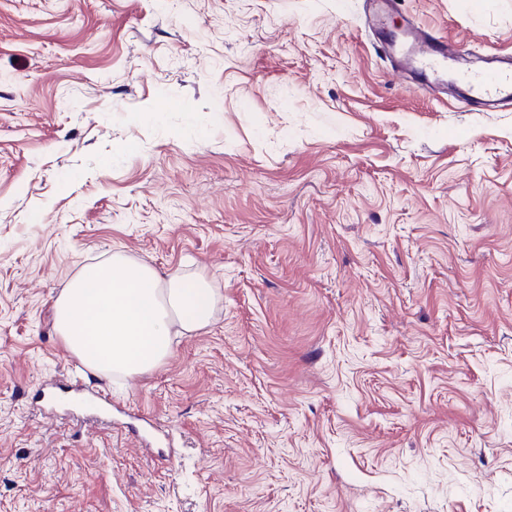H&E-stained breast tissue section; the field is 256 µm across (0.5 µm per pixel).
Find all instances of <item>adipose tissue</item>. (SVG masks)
<instances>
[{
	"instance_id": "adipose-tissue-1",
	"label": "adipose tissue",
	"mask_w": 512,
	"mask_h": 512,
	"mask_svg": "<svg viewBox=\"0 0 512 512\" xmlns=\"http://www.w3.org/2000/svg\"><path fill=\"white\" fill-rule=\"evenodd\" d=\"M217 304V291L207 280L164 274L116 253L84 267L61 290L54 329L97 376L132 377L169 356L173 329L209 326Z\"/></svg>"
}]
</instances>
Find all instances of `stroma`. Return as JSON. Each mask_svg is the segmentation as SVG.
Instances as JSON below:
<instances>
[{
    "instance_id": "35a3bbf8",
    "label": "stroma",
    "mask_w": 512,
    "mask_h": 512,
    "mask_svg": "<svg viewBox=\"0 0 512 512\" xmlns=\"http://www.w3.org/2000/svg\"><path fill=\"white\" fill-rule=\"evenodd\" d=\"M368 0H0V512H512V106L396 77ZM512 53V0L389 19ZM119 253L211 325L95 377L53 329ZM112 422L42 414L45 381Z\"/></svg>"
}]
</instances>
